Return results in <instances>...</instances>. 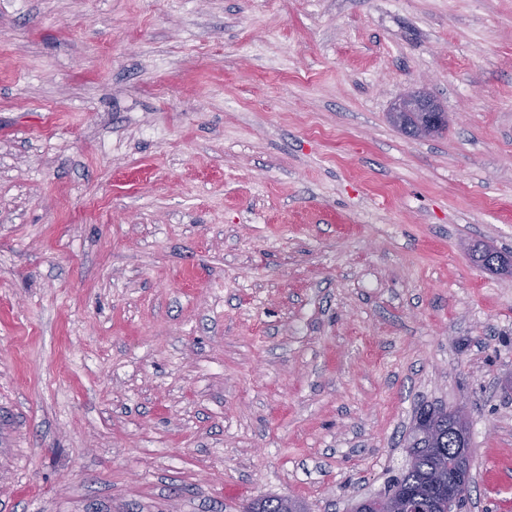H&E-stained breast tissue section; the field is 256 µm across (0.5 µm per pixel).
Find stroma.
<instances>
[{"mask_svg":"<svg viewBox=\"0 0 512 512\" xmlns=\"http://www.w3.org/2000/svg\"><path fill=\"white\" fill-rule=\"evenodd\" d=\"M486 247L512 0H0V512H350L426 406L512 512ZM439 112H443V110L433 98L424 92H417L403 96L391 116L395 124L407 126L412 131L413 127L409 119L416 121L415 115H420L424 126L432 131L433 126L437 123ZM247 512H304L303 504L294 499L285 497L267 498L252 503Z\"/></svg>","mask_w":512,"mask_h":512,"instance_id":"35a3bbf8","label":"stroma"}]
</instances>
